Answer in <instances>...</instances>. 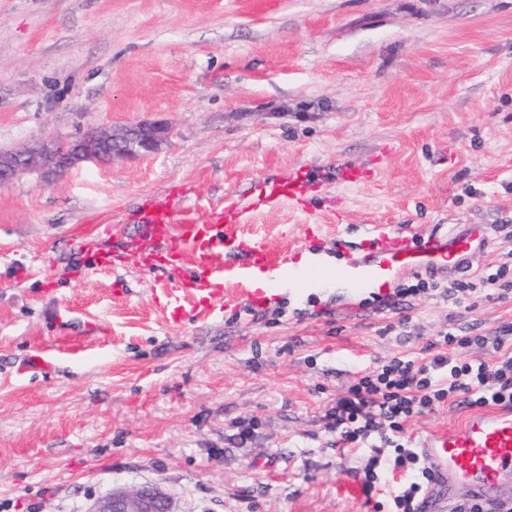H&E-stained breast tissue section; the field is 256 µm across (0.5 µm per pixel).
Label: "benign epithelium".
<instances>
[{"label": "benign epithelium", "instance_id": "benign-epithelium-1", "mask_svg": "<svg viewBox=\"0 0 512 512\" xmlns=\"http://www.w3.org/2000/svg\"><path fill=\"white\" fill-rule=\"evenodd\" d=\"M171 127L142 120L130 125L93 128L74 140H45L22 149L0 152V185L26 172L57 174L83 163L115 158L136 159L158 152L170 138ZM87 512H174L172 499L160 485L118 488L96 498Z\"/></svg>", "mask_w": 512, "mask_h": 512}]
</instances>
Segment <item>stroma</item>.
Returning a JSON list of instances; mask_svg holds the SVG:
<instances>
[{"label": "stroma", "instance_id": "stroma-1", "mask_svg": "<svg viewBox=\"0 0 512 512\" xmlns=\"http://www.w3.org/2000/svg\"><path fill=\"white\" fill-rule=\"evenodd\" d=\"M142 119L172 129L155 154L0 186V512H86L149 482L175 512H380L403 472L365 495V454L327 409L376 363L425 362L441 331L512 323V289L379 312L300 285L176 325L166 270L74 281L69 231L111 225L118 249L150 196L218 201L302 167L301 205L250 231L326 250L329 224L356 242L482 224L473 273L512 268V0H0V151ZM346 161L371 180L337 185ZM59 336L79 348L20 373Z\"/></svg>", "mask_w": 512, "mask_h": 512}]
</instances>
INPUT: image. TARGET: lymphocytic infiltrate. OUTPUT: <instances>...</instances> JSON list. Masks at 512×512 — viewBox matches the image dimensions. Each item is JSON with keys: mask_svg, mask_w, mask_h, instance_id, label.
<instances>
[{"mask_svg": "<svg viewBox=\"0 0 512 512\" xmlns=\"http://www.w3.org/2000/svg\"><path fill=\"white\" fill-rule=\"evenodd\" d=\"M504 275L500 268L453 284L420 278L394 289L392 296L378 301L377 307L398 309L407 297L422 291L447 300L470 296L498 284ZM430 345L437 353L423 364L398 357L371 372L357 374L325 415V428L339 443L369 449L364 493H372L386 473L404 472L403 485L390 498L389 512H421L431 479L428 467L405 436L411 419L447 402L469 408L512 405V324L477 336L445 331ZM473 346L486 350L488 360H463L462 350Z\"/></svg>", "mask_w": 512, "mask_h": 512, "instance_id": "lymphocytic-infiltrate-1", "label": "lymphocytic infiltrate"}]
</instances>
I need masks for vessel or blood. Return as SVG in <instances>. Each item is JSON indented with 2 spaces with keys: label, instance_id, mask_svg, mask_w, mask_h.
Listing matches in <instances>:
<instances>
[{
  "label": "vessel or blood",
  "instance_id": "b4317fda",
  "mask_svg": "<svg viewBox=\"0 0 512 512\" xmlns=\"http://www.w3.org/2000/svg\"><path fill=\"white\" fill-rule=\"evenodd\" d=\"M302 173L270 175L260 193H226L215 202L195 196L191 204L166 194L145 201L131 217L136 229L124 252L109 248L101 234L76 226L71 234L84 260L76 276L119 269L145 273L162 266L170 270V317L208 321L219 306L245 302L264 307L249 287L259 274L275 285L296 281L317 286L333 280L349 291L387 295L394 280L405 274H442L459 268L475 240L486 239L481 224H456L424 237L392 224H370L362 260L330 267L313 262L306 272L292 267L290 247L248 234L256 213L275 211L301 199ZM431 471L423 500L425 512L444 505L446 490L463 487L481 501L501 500L506 473L512 472V406L469 414L461 423L429 430L415 443Z\"/></svg>",
  "mask_w": 512,
  "mask_h": 512
}]
</instances>
